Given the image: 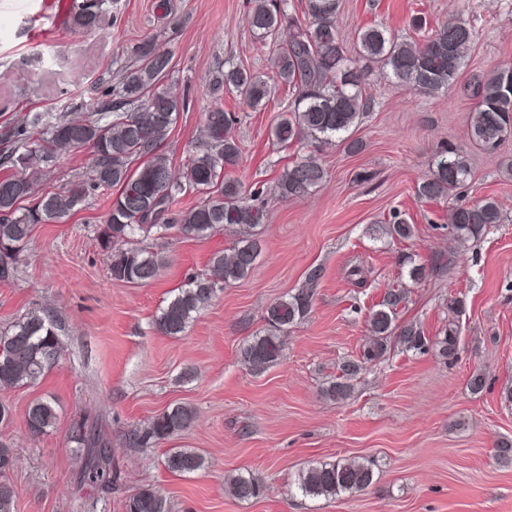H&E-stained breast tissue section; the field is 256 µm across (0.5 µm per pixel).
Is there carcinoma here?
<instances>
[{
	"label": "carcinoma",
	"instance_id": "carcinoma-1",
	"mask_svg": "<svg viewBox=\"0 0 512 512\" xmlns=\"http://www.w3.org/2000/svg\"><path fill=\"white\" fill-rule=\"evenodd\" d=\"M103 4L104 0H82L75 6L73 25L97 28ZM292 8L291 0H252L249 26L255 36L275 40L282 26L292 30L272 59L276 81L270 83L240 66L213 77L208 87L215 103L205 113L201 129L204 148L179 171L162 145L183 108V100L167 83L171 56L152 38L137 44L132 50L133 60L118 67L119 79L105 93L107 99L85 105L87 117L75 121L62 113L35 112L5 132L0 138V162L14 173L0 177V281L14 276L34 225L62 223L87 200L112 188L117 194L98 236L100 247L110 257V277L116 281L143 284L155 280L163 259L151 250L149 241L165 237L172 229L183 239H206L223 226L248 229L231 248L213 254L212 274L190 277L159 310L155 318L159 333L173 338L183 335L224 286L247 276L261 252L257 227L265 220L264 202L260 201L262 191L247 194L239 181L224 177V170L236 167L243 155L239 143L228 135L235 117L224 111V92H234L242 104L258 109L270 101L276 86L288 87L294 104L279 114L271 131L273 139L283 145L307 138L326 143L338 137L349 151H359L362 143L346 134L371 108V99L364 93L363 70L348 58L338 35L339 0H305L303 23L290 13ZM413 24L423 31L419 42L399 40L376 25L361 28L356 36L359 55L380 64L395 83L434 96L455 82L471 50L474 32L459 19L426 30L420 17ZM473 96L477 106L470 113V139L494 150L512 133V68L491 71L474 86ZM84 146L93 149L84 175L62 191H38L36 175L51 171L63 150ZM468 176L462 156L449 151L419 184L418 195L427 200L447 199L462 188ZM324 179L325 169L308 157L283 170L275 191L281 198H300ZM194 192L200 196L196 205L175 208L179 196ZM506 219L492 198L450 209L451 227L462 245L481 240ZM385 235L404 240L412 235V226L398 219L386 225ZM405 299V289H387L380 308L368 317L369 341L360 356L343 361L336 380L322 390L325 398L336 402L348 399L353 380L365 364L384 357L393 341L407 352L424 354L431 350L444 360L456 357L460 343L456 329L450 327L432 338L413 322L396 323L397 308ZM312 303L309 287L271 303L265 316L268 329L239 347L241 362L255 373L277 364L288 332L309 314ZM60 328L56 312L37 304L1 330L0 387L33 385L42 379L61 358ZM194 420L192 407L170 405L132 429L129 444L152 447L185 431ZM25 421L32 435L47 434L57 421L54 400L32 401ZM72 441L87 449V478L104 480L108 457L103 437L83 420L73 427ZM13 465L14 450L0 443V512H15V489L6 479ZM165 466L174 473L195 474L206 468V458L194 448H171ZM373 481V463L337 459L315 462L300 470L294 485L304 496L332 498L364 491ZM225 485L239 500L257 499L265 492L264 484L251 474L230 475ZM125 512H171V505L165 496L148 487L126 501Z\"/></svg>",
	"mask_w": 512,
	"mask_h": 512
}]
</instances>
